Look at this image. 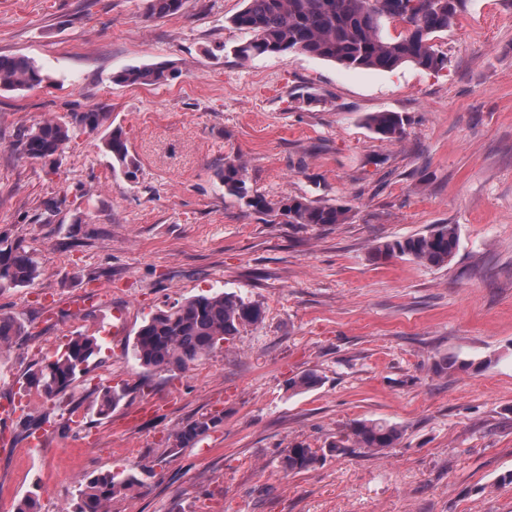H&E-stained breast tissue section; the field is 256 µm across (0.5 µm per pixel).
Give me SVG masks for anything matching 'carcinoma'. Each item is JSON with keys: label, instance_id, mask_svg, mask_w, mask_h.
<instances>
[{"label": "carcinoma", "instance_id": "obj_1", "mask_svg": "<svg viewBox=\"0 0 512 512\" xmlns=\"http://www.w3.org/2000/svg\"><path fill=\"white\" fill-rule=\"evenodd\" d=\"M464 0H244V7L230 18L231 24L252 34L237 46L236 56L243 60L270 54L300 52L313 58L336 62L351 69L394 70L414 65L438 71L444 58L434 48L436 34L448 31L459 15ZM184 0H146L147 17L161 19L175 15ZM391 19L402 26L395 37L382 33V22ZM175 76L165 65L125 70L113 77L124 84H160ZM43 81L40 69L24 57L0 55V90H22ZM108 112L75 113L68 120L49 119L27 131L17 141L19 152L31 159L57 164L65 146L79 133H93L109 120ZM365 124L383 141H400L405 122L398 112H375ZM112 168L134 177L137 161L128 149L122 132L112 129L104 138ZM215 176L224 193L245 201L257 212L288 218L290 224H342L348 209L317 205L304 198H290L277 207L261 195L250 194L245 166L226 159ZM459 235L454 224H439L425 234L386 241L373 248L371 258L386 260L407 256L429 267L447 265L455 255ZM37 276V266L24 251L0 246V288L24 287ZM264 310L256 302L233 292L203 294L161 310L143 321L133 339V355L147 370L183 367L209 354L219 343L239 335L241 329L259 323ZM24 333L21 321L0 313V344L9 343ZM101 351L97 340L79 335L69 341L63 353L30 374L27 383L36 386L45 397L56 398L85 373L89 361ZM321 384L315 370H308L289 382L297 393ZM124 392L105 390L100 411L118 406ZM217 419L201 418L179 428L174 447L187 448L216 426ZM403 432L397 426L379 420H355L342 438L331 443L338 451L352 445L373 455H382L400 443ZM319 462L312 449L296 445L283 456L282 468L302 472ZM139 479L133 474L109 472L88 477L80 484L78 501L71 512H104L115 497L133 490Z\"/></svg>", "mask_w": 512, "mask_h": 512}]
</instances>
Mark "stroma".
<instances>
[{
  "mask_svg": "<svg viewBox=\"0 0 512 512\" xmlns=\"http://www.w3.org/2000/svg\"><path fill=\"white\" fill-rule=\"evenodd\" d=\"M243 0H185L149 20L144 0H0V55L34 61L40 86L0 91V239L39 274L0 290L25 336L0 345V401L22 396L45 446L0 422V512L37 493L71 512L82 479L129 470L143 487L112 512H512V0H465L435 37L441 71L352 70L298 53L244 61ZM165 62L158 85L112 81ZM110 113L138 164L113 173L104 131L70 142L57 169L17 153L47 118ZM370 112H398L384 142ZM241 158L251 191L348 209L343 224L286 223L226 196L217 165ZM458 228L448 265L372 261L375 245ZM99 285L85 312L70 297ZM235 292L264 317L182 368L149 371L138 327L201 294ZM123 335L112 333L115 310ZM97 360L59 397L27 375L77 334ZM458 369H444L448 359ZM314 370L305 393L291 378ZM124 391L99 413L97 394ZM151 412H143V405ZM219 422L187 448L174 433ZM403 430L374 456L328 445L354 420ZM320 462L288 473V448ZM365 124L383 141H401L405 135L404 118L398 112L369 113Z\"/></svg>",
  "mask_w": 512,
  "mask_h": 512,
  "instance_id": "obj_1",
  "label": "stroma"
}]
</instances>
